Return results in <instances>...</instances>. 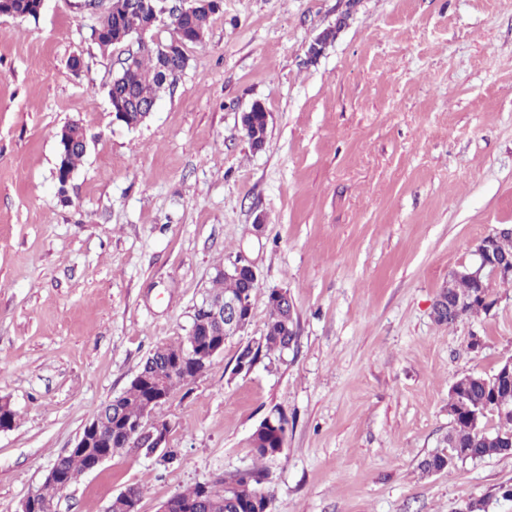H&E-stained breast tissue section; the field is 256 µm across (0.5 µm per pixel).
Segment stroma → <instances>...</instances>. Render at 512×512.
I'll use <instances>...</instances> for the list:
<instances>
[{
	"label": "stroma",
	"instance_id": "stroma-1",
	"mask_svg": "<svg viewBox=\"0 0 512 512\" xmlns=\"http://www.w3.org/2000/svg\"><path fill=\"white\" fill-rule=\"evenodd\" d=\"M81 2L0 16V397L18 413L0 432V512L156 345L185 339L239 256L260 275L250 325L156 412L176 460L124 449L57 512H104L130 487L158 512L256 465L273 512H512V454L419 468L446 444L450 384L512 356L511 283L494 282L489 311L433 317L477 241L512 225V0H224L135 130L107 97L125 50L101 53ZM256 102L260 151L241 125ZM74 120L89 148L62 193L54 133ZM273 288L297 343L236 370ZM278 411L285 449L256 461L250 437ZM224 487V484H222V487ZM219 488V489H221ZM219 489L211 488V487H203L202 489L199 488V486L185 489L183 491H180L176 493L174 496L171 497V510L170 512H188L184 509L192 504H194L199 497L201 491L203 490V493L205 495H211L214 494Z\"/></svg>",
	"mask_w": 512,
	"mask_h": 512
}]
</instances>
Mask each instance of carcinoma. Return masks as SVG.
Returning <instances> with one entry per match:
<instances>
[{"label":"carcinoma","instance_id":"1","mask_svg":"<svg viewBox=\"0 0 512 512\" xmlns=\"http://www.w3.org/2000/svg\"><path fill=\"white\" fill-rule=\"evenodd\" d=\"M176 0H125L122 7L100 18L98 22L99 36L96 44L102 51H108L113 47V40L119 31L136 33L148 27L154 19V11L166 9L169 14L165 19L170 21L171 30L179 37L194 45L202 42L210 27L212 14L207 12L202 4L197 5L193 14L188 15L177 11ZM187 66V59L180 54L165 55V51L157 45L138 49L134 56L128 58L121 65L112 79L108 93L112 95V111L117 112L127 109L131 112L138 111L141 106L154 104L161 94L170 89L180 74ZM166 68L168 78L162 77L161 68ZM245 134L250 145L262 143L266 139L267 113L265 108L256 103L250 109V114L244 123ZM217 288L207 294L209 298H219L224 295L236 294L242 290L247 291V298H252L256 287L246 285L241 279H230L217 272L213 277ZM490 283L486 280L478 284L470 279H456L453 281L451 293L464 295L469 298H488L490 296ZM270 314L264 329L263 343L255 351H250L249 346H244L237 357L236 366L249 368L265 352L280 353L288 343V337L282 333V317L284 312L280 305L268 298ZM201 333V328L196 323H191L186 340L179 344L161 343L154 347L143 363L142 370L149 373L152 379L167 386L169 389L180 388L189 383V377L193 376L190 365H185L180 370L173 369L170 357L185 347L191 346ZM496 396L498 409L496 417L498 423L490 429L488 438L476 435L472 429L462 420L456 422L450 433V439L456 451L465 453V456H456V462H465L483 459L499 452H508V449H499L492 438L497 434L512 435V387L496 384L494 381L473 382L464 396L468 405L482 406L489 401L491 396ZM144 392L139 386L132 383L120 396L121 419L124 422L137 420L143 407ZM282 440L279 433L273 432L266 439L258 440L257 448L253 449L255 456L266 459L276 450ZM57 461L70 475L80 474L86 467V457L82 454L72 453L61 455ZM455 466V462L444 460V453H435L420 462V470L429 474L433 471H449ZM230 480L236 483L231 491L223 495L211 497L200 512H257V494L264 492L261 488L263 476L256 470L238 473ZM57 485L46 482L37 490V498L51 508L56 506L58 497ZM201 493V488L193 487L176 493L171 497L170 512H185V508L194 504Z\"/></svg>","mask_w":512,"mask_h":512}]
</instances>
